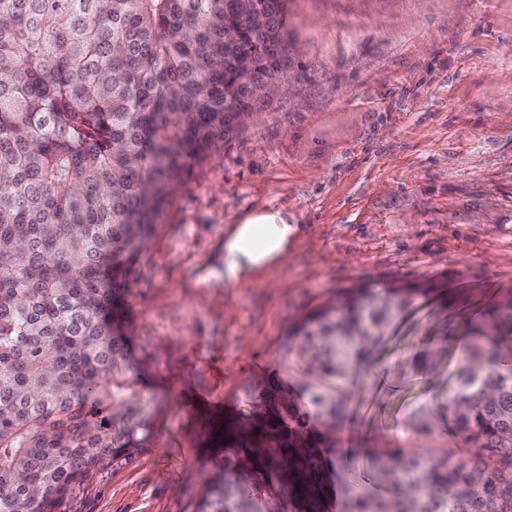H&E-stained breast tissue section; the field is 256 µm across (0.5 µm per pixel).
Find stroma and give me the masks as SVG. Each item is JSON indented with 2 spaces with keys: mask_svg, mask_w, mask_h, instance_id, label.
<instances>
[{
  "mask_svg": "<svg viewBox=\"0 0 512 512\" xmlns=\"http://www.w3.org/2000/svg\"><path fill=\"white\" fill-rule=\"evenodd\" d=\"M293 91L224 138L170 195L130 286L138 450L93 473L67 512H195L224 464L196 440L200 406L245 408L299 371L289 326L350 288L428 282L347 388L346 478L365 448L437 457L451 433L413 434L447 403L466 342L458 313L512 293V0H288ZM257 212L303 236L253 284L224 280V232Z\"/></svg>",
  "mask_w": 512,
  "mask_h": 512,
  "instance_id": "stroma-1",
  "label": "stroma"
}]
</instances>
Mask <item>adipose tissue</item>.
Segmentation results:
<instances>
[{
	"label": "adipose tissue",
	"instance_id": "adipose-tissue-1",
	"mask_svg": "<svg viewBox=\"0 0 512 512\" xmlns=\"http://www.w3.org/2000/svg\"><path fill=\"white\" fill-rule=\"evenodd\" d=\"M299 236L297 225L277 213L254 214L230 225L224 238V276L243 287L288 257Z\"/></svg>",
	"mask_w": 512,
	"mask_h": 512
}]
</instances>
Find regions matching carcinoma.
I'll return each mask as SVG.
<instances>
[{"label":"carcinoma","instance_id":"1","mask_svg":"<svg viewBox=\"0 0 512 512\" xmlns=\"http://www.w3.org/2000/svg\"><path fill=\"white\" fill-rule=\"evenodd\" d=\"M287 4L257 0L267 23L246 28L225 0H0V512H65L139 448L134 266L186 173L288 68ZM430 291L352 288L297 321L288 353L328 382L272 381L246 411L203 413L224 468L195 512H512V297L466 325L456 461L365 448L345 480L328 461L353 420L341 384Z\"/></svg>","mask_w":512,"mask_h":512}]
</instances>
